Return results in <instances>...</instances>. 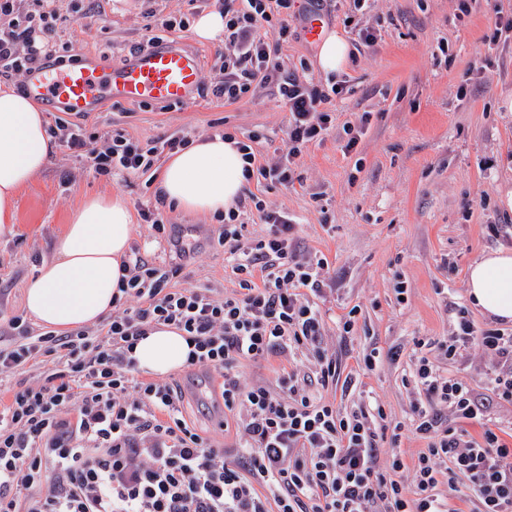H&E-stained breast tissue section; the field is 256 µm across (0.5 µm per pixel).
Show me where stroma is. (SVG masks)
I'll return each instance as SVG.
<instances>
[{"instance_id":"stroma-1","label":"stroma","mask_w":512,"mask_h":512,"mask_svg":"<svg viewBox=\"0 0 512 512\" xmlns=\"http://www.w3.org/2000/svg\"><path fill=\"white\" fill-rule=\"evenodd\" d=\"M75 17L55 40L67 63L94 57L106 65L124 63L137 45L157 39L203 58L199 85L184 104H125L106 101L77 117L89 135L119 128L147 144L162 136L191 139L229 130L260 133L257 163L273 161L287 148L288 111L273 88L227 103L212 87L224 78V46L194 38L190 21L219 9L218 0H59ZM310 0H294L291 35L280 49L283 65L316 84L326 77L315 65L317 45L308 39L303 16ZM326 30L349 46L343 73L347 90L331 108L338 124L325 140L297 159L288 187L256 193L295 216L298 247L324 255L331 292L321 301L326 326L323 346L341 372L357 366L363 348L380 352L363 377L361 391L326 393L336 405L354 408L364 396L384 407L388 424H409L415 399L411 383L416 344L446 340L455 330V308L468 305L469 266L485 252L512 250V30L493 25L495 12L512 15V0H371L359 26L377 39L361 45L358 28L344 25L349 0H321L316 6ZM184 20L167 32L163 18ZM484 66L473 69L475 57ZM362 112L371 120L355 150L344 153L342 124ZM143 175L100 176L84 168L69 150L56 147L48 166L16 196L12 232L0 233V317L23 313L24 291L53 254L70 213L87 197L109 191L132 211L155 204L158 167ZM192 253L179 281L218 293L236 287L213 216L164 209ZM404 294H397V286ZM358 308V328L342 338L340 317ZM429 358L445 375L485 392L489 359L474 348L448 359ZM170 381L188 386V417L201 433L224 444L233 460L234 432L215 419L216 408L201 406L199 387L183 371Z\"/></svg>"}]
</instances>
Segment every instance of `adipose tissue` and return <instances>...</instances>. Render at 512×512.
<instances>
[{"instance_id":"1","label":"adipose tissue","mask_w":512,"mask_h":512,"mask_svg":"<svg viewBox=\"0 0 512 512\" xmlns=\"http://www.w3.org/2000/svg\"><path fill=\"white\" fill-rule=\"evenodd\" d=\"M54 143L40 105L24 91L0 88V232L15 222V195L49 163ZM244 160L234 142L214 134L168 157L157 188L176 208L219 214L242 195ZM133 234V215L119 195L87 197L70 215L25 291L24 305L40 325L67 332L98 323L112 312ZM473 305L495 319L512 321V251H492L470 268ZM189 347L180 331L161 326L140 339L133 355L141 370L162 377L180 369Z\"/></svg>"}]
</instances>
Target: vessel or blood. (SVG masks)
<instances>
[{"label": "vessel or blood", "mask_w": 512, "mask_h": 512, "mask_svg": "<svg viewBox=\"0 0 512 512\" xmlns=\"http://www.w3.org/2000/svg\"><path fill=\"white\" fill-rule=\"evenodd\" d=\"M202 59L181 47H143L119 66L96 61L69 68L45 67L27 81L30 94L41 102L62 104L69 112L92 111L110 99L131 104L188 102L199 82Z\"/></svg>", "instance_id": "1"}]
</instances>
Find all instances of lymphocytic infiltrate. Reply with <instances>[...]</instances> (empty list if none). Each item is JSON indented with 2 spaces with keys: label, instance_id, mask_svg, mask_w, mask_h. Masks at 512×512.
<instances>
[{
  "label": "lymphocytic infiltrate",
  "instance_id": "lymphocytic-infiltrate-1",
  "mask_svg": "<svg viewBox=\"0 0 512 512\" xmlns=\"http://www.w3.org/2000/svg\"><path fill=\"white\" fill-rule=\"evenodd\" d=\"M14 2L0 0L1 76L47 65L57 52L53 33L74 21L55 0H33L22 17ZM289 7L290 0H224V79L211 90L233 103L269 85L287 108L288 149L276 163H257L259 134L238 143L246 181L269 188L293 184L295 158L333 130L330 105L345 88L340 79L316 85L284 70L279 51L290 34ZM263 26L275 30V41L259 35ZM58 135L81 164L104 176L147 173L156 155L189 143L169 137L144 148L115 129L91 148L80 125L65 123ZM139 216L167 235L172 255L164 265L139 255L124 261L110 317L61 334L35 332L20 316L9 321L16 336L0 343V380L28 366L41 373L0 402V512H449L437 491L443 479L452 486L467 480L482 512H512V444L474 388L440 374L427 354L414 363L423 398L413 406L412 426L427 446L413 464L394 451L379 470L382 405L347 414L325 398L335 382L358 387L379 353L364 350L360 373L343 377L321 349L326 322L318 301L330 286L329 264L297 254L288 211L248 190L221 216L218 243L238 281L224 296L176 286L187 255L182 240L168 235L161 208ZM250 216L265 224L264 235L250 236ZM455 323V336L436 350L451 358L463 348L481 350L492 361L487 386L512 402V333L477 329L464 307ZM161 325L192 343L188 371L217 377L213 389L238 435L233 461L186 419L181 387L141 377L130 353ZM301 350L311 352L312 371L291 368L272 385L241 383L242 363ZM443 408L456 425L443 424ZM469 420L482 422L479 436L463 429ZM406 470L408 486L398 478Z\"/></svg>",
  "mask_w": 512,
  "mask_h": 512
}]
</instances>
